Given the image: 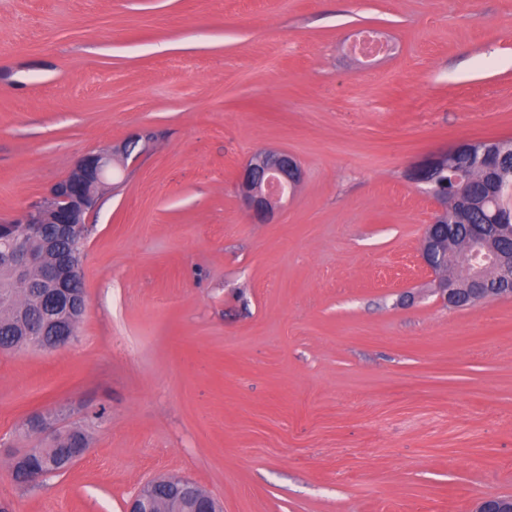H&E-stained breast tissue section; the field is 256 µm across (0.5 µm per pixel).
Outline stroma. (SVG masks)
Listing matches in <instances>:
<instances>
[{
    "label": "stroma",
    "instance_id": "1",
    "mask_svg": "<svg viewBox=\"0 0 512 512\" xmlns=\"http://www.w3.org/2000/svg\"><path fill=\"white\" fill-rule=\"evenodd\" d=\"M362 27L390 53H348ZM134 133L75 340L0 352V444L38 412L90 450L28 486L0 451V512H124L158 476L224 512L512 496V301L431 295L407 177L512 138V0H0V218ZM268 150L303 176L262 224L235 179ZM178 494L176 498L170 500L173 509L171 512H178V507L183 502L202 499L206 507L197 512H222L218 507V503L212 498L200 485L190 479L181 478V485L178 487Z\"/></svg>",
    "mask_w": 512,
    "mask_h": 512
}]
</instances>
